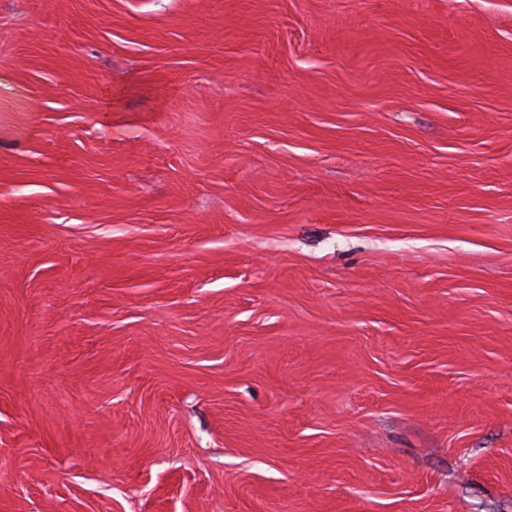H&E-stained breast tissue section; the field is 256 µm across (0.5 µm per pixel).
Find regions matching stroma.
<instances>
[{"mask_svg":"<svg viewBox=\"0 0 512 512\" xmlns=\"http://www.w3.org/2000/svg\"><path fill=\"white\" fill-rule=\"evenodd\" d=\"M0 512H512V0H0Z\"/></svg>","mask_w":512,"mask_h":512,"instance_id":"1","label":"stroma"}]
</instances>
